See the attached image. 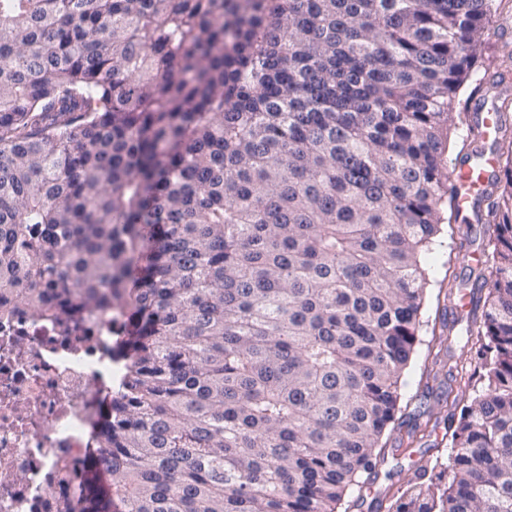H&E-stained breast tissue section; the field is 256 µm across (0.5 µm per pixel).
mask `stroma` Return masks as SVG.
I'll use <instances>...</instances> for the list:
<instances>
[{"label": "stroma", "mask_w": 512, "mask_h": 512, "mask_svg": "<svg viewBox=\"0 0 512 512\" xmlns=\"http://www.w3.org/2000/svg\"><path fill=\"white\" fill-rule=\"evenodd\" d=\"M511 51L512 0H504L492 19L482 56L476 65L477 71L486 73L490 78L503 72L512 79V64L505 61ZM455 253L456 243L445 233L421 258L427 277L426 300L421 315L423 326L411 364L404 371L400 383L398 424L409 428L414 415L422 413L435 423L436 428L430 435L415 438L405 452L389 455L381 467V476L371 489L363 496L350 497L347 512H381L379 502L386 494L413 483L420 467H430L447 459L448 442L444 437L443 421L449 406L438 400L441 391L448 388L445 364L451 359L465 369L471 359V350L463 342H455L449 348L444 345L448 334L447 322L462 316L457 299L448 295V285L453 281L474 279L480 271L479 266H466L456 261Z\"/></svg>", "instance_id": "stroma-1"}]
</instances>
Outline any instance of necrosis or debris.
I'll return each mask as SVG.
<instances>
[{"label":"necrosis or debris","mask_w":512,"mask_h":512,"mask_svg":"<svg viewBox=\"0 0 512 512\" xmlns=\"http://www.w3.org/2000/svg\"><path fill=\"white\" fill-rule=\"evenodd\" d=\"M115 332L105 310L64 322L18 304L0 319V512H56L60 489L76 492L112 400ZM61 458L64 487L53 472Z\"/></svg>","instance_id":"necrosis-or-debris-1"}]
</instances>
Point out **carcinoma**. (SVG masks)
Listing matches in <instances>:
<instances>
[{"label":"carcinoma","instance_id":"cac0c4a2","mask_svg":"<svg viewBox=\"0 0 512 512\" xmlns=\"http://www.w3.org/2000/svg\"><path fill=\"white\" fill-rule=\"evenodd\" d=\"M502 0H0V317L112 310L62 512H337L389 453L422 252ZM448 460L387 512H512V96Z\"/></svg>","mask_w":512,"mask_h":512}]
</instances>
